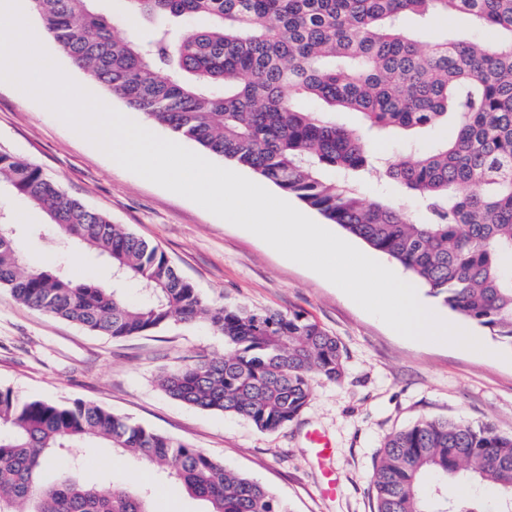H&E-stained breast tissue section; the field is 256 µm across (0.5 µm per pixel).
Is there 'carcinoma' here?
Listing matches in <instances>:
<instances>
[{
    "instance_id": "obj_1",
    "label": "carcinoma",
    "mask_w": 512,
    "mask_h": 512,
    "mask_svg": "<svg viewBox=\"0 0 512 512\" xmlns=\"http://www.w3.org/2000/svg\"><path fill=\"white\" fill-rule=\"evenodd\" d=\"M51 39L87 77L149 120L271 181L398 262L448 309L512 346V0H128L120 26L99 0H28ZM415 15L470 16L495 42L446 37L422 48ZM141 17L164 24L145 36ZM359 112V129L322 110ZM456 132L379 161L370 142ZM377 171L403 199L367 200ZM44 211L59 236L106 260L112 285L77 282L63 266L29 269L19 222L0 224V288L19 302L112 337L202 320L224 355L159 375L173 399L276 432L297 419L311 378L338 380L336 337L301 311L215 306L165 254L64 193L38 167L0 152V189ZM140 297L130 302L124 288ZM104 445L154 467L207 512H288L259 483L203 451L83 401L25 398L0 387V512H152L148 495L56 476L66 453ZM450 478L490 482L512 512V434L425 418L390 435L374 473L376 512H482L453 500Z\"/></svg>"
}]
</instances>
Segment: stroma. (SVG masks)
<instances>
[{
    "mask_svg": "<svg viewBox=\"0 0 512 512\" xmlns=\"http://www.w3.org/2000/svg\"><path fill=\"white\" fill-rule=\"evenodd\" d=\"M421 43L442 37L493 39L465 15L434 27L408 18ZM47 53L80 86L163 138L172 131L127 108L76 69L54 43ZM0 151L39 166L68 195L112 223L157 245L214 305L257 311L299 310L335 336L344 352L340 380L316 376L297 421L275 433L235 416L172 399L158 376L201 355H219L224 339L201 322L112 338L34 310L0 288V386L25 397L65 403L83 400L200 448L271 490L289 512H375L372 474L385 438L422 418L463 419L512 433V347L470 325L490 354L431 346L398 336L319 274L290 261L251 232L195 202L124 169L46 107L0 82ZM0 211L22 222L17 246L27 265L50 269L67 260L74 278L105 283L112 272L100 258L61 251L32 236L28 224L46 216L0 191ZM318 430L333 443L329 459L314 455L306 435ZM81 477L111 479L127 490L157 488L153 512H207L205 502L161 479L142 462L109 448L88 449ZM343 481L336 499L322 495L325 468Z\"/></svg>",
    "mask_w": 512,
    "mask_h": 512,
    "instance_id": "stroma-1",
    "label": "stroma"
}]
</instances>
